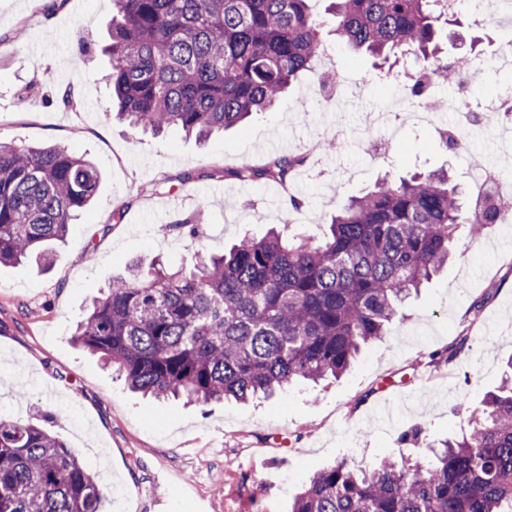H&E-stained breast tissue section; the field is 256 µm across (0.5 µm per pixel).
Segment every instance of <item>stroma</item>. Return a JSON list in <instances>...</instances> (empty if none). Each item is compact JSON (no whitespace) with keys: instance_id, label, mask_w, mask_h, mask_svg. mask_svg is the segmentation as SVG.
<instances>
[{"instance_id":"obj_1","label":"stroma","mask_w":512,"mask_h":512,"mask_svg":"<svg viewBox=\"0 0 512 512\" xmlns=\"http://www.w3.org/2000/svg\"><path fill=\"white\" fill-rule=\"evenodd\" d=\"M112 7V0H67L60 9L50 0H0V141L68 147L102 176L49 267L0 266V414L42 420L62 437L98 477L109 512H288L321 468L416 457L464 432V407L497 386L512 360V223L488 225L476 237L460 227L448 266L345 376L297 383L267 401L200 407L145 399L73 341L89 300L131 262L190 267L273 228L322 234L336 208L388 173L445 167L467 191L475 156L512 143L505 125H479L468 130L464 150L445 151L440 129L450 115L441 112L406 123L386 156L372 159L361 118L386 107L393 88L374 58L336 41L326 0L312 9L326 49L342 59L337 89L306 73L273 111L203 143L176 128L158 137L133 131L110 117L102 49ZM511 28L505 12L484 28L468 21L455 28L446 52L481 55L482 79L446 92L474 105L512 87V70L493 56ZM68 87L76 94L70 106L60 100ZM276 139L287 141L288 154L308 157L292 185L235 178V170L273 156ZM230 198L248 205L227 208ZM188 215L202 226L192 241L171 228ZM462 336L466 355L431 364L433 352ZM388 398L399 405L385 424L376 405ZM416 428L418 442H403Z\"/></svg>"}]
</instances>
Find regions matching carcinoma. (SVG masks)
I'll list each match as a JSON object with an SVG mask.
<instances>
[{
    "label": "carcinoma",
    "instance_id": "cac0c4a2",
    "mask_svg": "<svg viewBox=\"0 0 512 512\" xmlns=\"http://www.w3.org/2000/svg\"><path fill=\"white\" fill-rule=\"evenodd\" d=\"M107 53L117 115L134 130L177 127L205 139L266 112L324 51L313 0H113ZM334 32L354 53L411 55L403 82L431 107L421 76L472 83L468 56L439 48L458 12L445 0H332ZM297 157L235 172L282 184ZM101 182L84 157L50 145L0 141V264L50 265ZM498 206L464 201L448 170L385 178L348 201L321 238L271 231L244 237L193 267L135 263L112 279L74 341L127 386L198 406L268 398L298 380L339 378L387 336L402 303L438 273L456 230L478 234ZM467 338L431 355L458 358ZM469 410V429L423 459L386 457L369 470L345 461L316 472L290 512H512V361ZM0 512H105L102 488L59 437L0 418Z\"/></svg>",
    "mask_w": 512,
    "mask_h": 512
}]
</instances>
